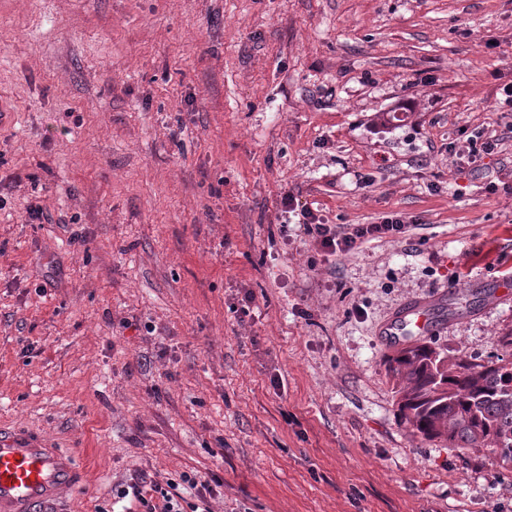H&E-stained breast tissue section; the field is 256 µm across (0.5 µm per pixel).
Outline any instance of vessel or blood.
Returning <instances> with one entry per match:
<instances>
[{"mask_svg":"<svg viewBox=\"0 0 512 512\" xmlns=\"http://www.w3.org/2000/svg\"><path fill=\"white\" fill-rule=\"evenodd\" d=\"M441 296L409 300L388 329L399 335L414 326L428 336L439 325L434 312ZM78 448H57L42 433L28 429L0 431V512H67L71 496L85 482Z\"/></svg>","mask_w":512,"mask_h":512,"instance_id":"b4317fda","label":"vessel or blood"}]
</instances>
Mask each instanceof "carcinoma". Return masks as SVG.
<instances>
[{"label": "carcinoma", "instance_id": "1", "mask_svg": "<svg viewBox=\"0 0 512 512\" xmlns=\"http://www.w3.org/2000/svg\"><path fill=\"white\" fill-rule=\"evenodd\" d=\"M389 368L399 410L414 430L512 465V357L480 363L416 341L396 352Z\"/></svg>", "mask_w": 512, "mask_h": 512}]
</instances>
